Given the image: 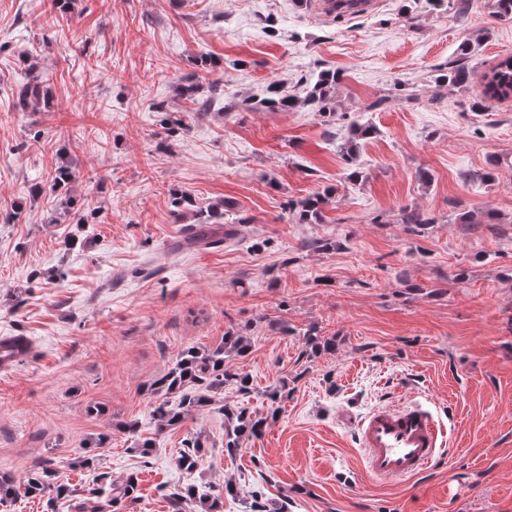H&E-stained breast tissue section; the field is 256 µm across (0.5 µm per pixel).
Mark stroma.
I'll return each instance as SVG.
<instances>
[{"instance_id":"1","label":"stroma","mask_w":512,"mask_h":512,"mask_svg":"<svg viewBox=\"0 0 512 512\" xmlns=\"http://www.w3.org/2000/svg\"><path fill=\"white\" fill-rule=\"evenodd\" d=\"M302 2L73 0L62 12L54 0H0V213L23 208L18 223H0V336L34 346L0 371V474L22 482L52 458L74 491L6 512H92L86 490L99 473L138 479L112 512H173L170 492L229 482L237 494L224 512H250L257 489L288 512H512V97L471 108L512 56V23L488 0H468L460 17L386 0L369 15L322 18ZM466 40L470 89L431 102L435 68L458 61ZM204 56L218 72L202 75ZM322 69L341 73L334 113L257 108L269 83L299 95ZM34 71L50 111L14 106ZM197 73L200 112L172 93ZM169 118L182 122L171 135ZM353 120L375 128L356 182L340 150ZM64 164L86 223L48 221L47 188ZM486 170L491 180H472ZM36 184L46 191L34 201ZM328 188L322 223H297L289 201ZM181 192L204 211L228 204L234 235L180 246L196 220L176 219ZM407 207L434 224L413 234L400 221ZM229 331L249 343L229 360L249 393L225 385L157 431L150 384L182 350L214 348ZM312 333L334 348L312 347ZM284 384L288 396L272 403ZM410 403L434 413L449 446L417 477H369L357 422ZM226 404L271 417L232 458ZM102 433L112 442L95 447ZM192 435L207 455L189 472L178 458ZM88 454L94 467H80Z\"/></svg>"}]
</instances>
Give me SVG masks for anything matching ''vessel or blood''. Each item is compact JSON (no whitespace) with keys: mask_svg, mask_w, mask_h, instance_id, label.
Masks as SVG:
<instances>
[{"mask_svg":"<svg viewBox=\"0 0 512 512\" xmlns=\"http://www.w3.org/2000/svg\"><path fill=\"white\" fill-rule=\"evenodd\" d=\"M11 353L0 352V370L32 350L24 336L9 337ZM356 439L367 472L375 478H412L425 471L447 445L446 434L422 404L380 407L358 424Z\"/></svg>","mask_w":512,"mask_h":512,"instance_id":"obj_1","label":"vessel or blood"}]
</instances>
